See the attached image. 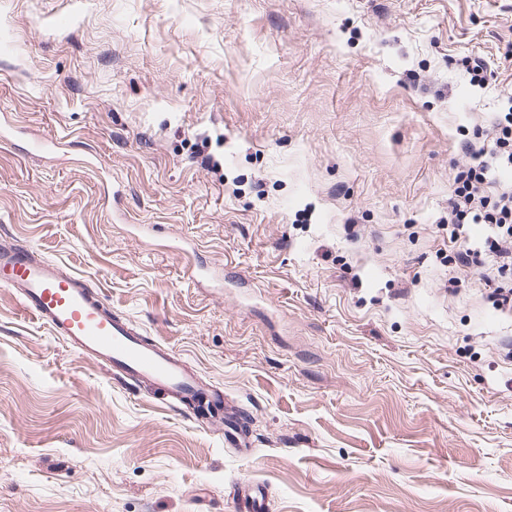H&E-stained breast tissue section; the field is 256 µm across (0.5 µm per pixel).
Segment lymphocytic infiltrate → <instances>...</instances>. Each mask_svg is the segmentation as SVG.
I'll use <instances>...</instances> for the list:
<instances>
[{
    "instance_id": "f902f5d3",
    "label": "lymphocytic infiltrate",
    "mask_w": 512,
    "mask_h": 512,
    "mask_svg": "<svg viewBox=\"0 0 512 512\" xmlns=\"http://www.w3.org/2000/svg\"><path fill=\"white\" fill-rule=\"evenodd\" d=\"M468 166L452 178L453 229L449 242L455 265L483 272L499 310H512V182H502L497 171L512 168V107L496 113L477 141L464 143ZM487 226L480 244H472L470 227Z\"/></svg>"
}]
</instances>
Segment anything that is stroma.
<instances>
[{
    "instance_id": "stroma-1",
    "label": "stroma",
    "mask_w": 512,
    "mask_h": 512,
    "mask_svg": "<svg viewBox=\"0 0 512 512\" xmlns=\"http://www.w3.org/2000/svg\"><path fill=\"white\" fill-rule=\"evenodd\" d=\"M511 96L512 0H0V121L57 140L0 142V243L251 442L0 287V512H236L243 476L263 512H512V314L444 251L460 144ZM0 286L15 289L36 320L89 359L109 368L112 375L147 392L163 393L162 399L179 409H191L189 403L203 396L216 415L223 413L226 422L236 425L231 444L241 445L243 428L228 407L224 392L203 385L180 356L110 313L100 292L84 279L66 273L34 248L15 242L0 245Z\"/></svg>"
}]
</instances>
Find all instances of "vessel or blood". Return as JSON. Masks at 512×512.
I'll use <instances>...</instances> for the list:
<instances>
[{
    "label": "vessel or blood",
    "mask_w": 512,
    "mask_h": 512,
    "mask_svg": "<svg viewBox=\"0 0 512 512\" xmlns=\"http://www.w3.org/2000/svg\"><path fill=\"white\" fill-rule=\"evenodd\" d=\"M0 286L15 289L36 320L112 374L161 392L176 407L204 397L215 413L236 422L221 389L203 385L180 356L110 313L84 279L66 273L34 248L18 242L0 245Z\"/></svg>",
    "instance_id": "obj_1"
}]
</instances>
